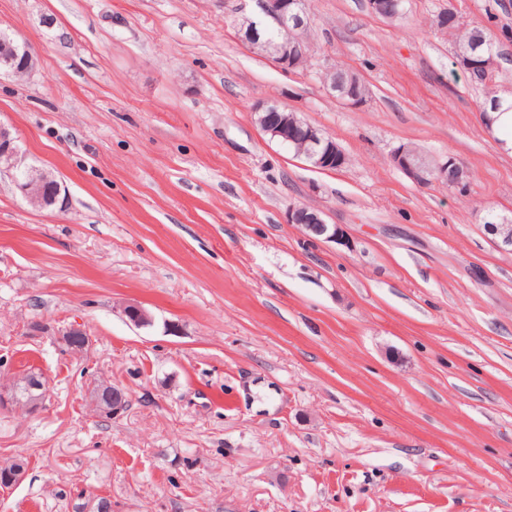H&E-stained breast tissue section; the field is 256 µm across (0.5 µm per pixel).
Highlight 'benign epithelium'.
<instances>
[{
  "instance_id": "7a95c632",
  "label": "benign epithelium",
  "mask_w": 512,
  "mask_h": 512,
  "mask_svg": "<svg viewBox=\"0 0 512 512\" xmlns=\"http://www.w3.org/2000/svg\"><path fill=\"white\" fill-rule=\"evenodd\" d=\"M266 18L265 27L268 29H288V22H293L295 29L306 27L307 20L302 6V0H257ZM271 53L280 66L291 70L302 59H309V53L302 47V40L296 34L269 44ZM0 58L9 65L12 61L22 59V65L14 66L11 75L17 78L27 76L34 68L33 55L26 43H21L9 37L0 30ZM277 111L283 117L277 123H270L264 118L258 122L263 131L269 133L283 145L293 141L290 127L298 125L301 120L297 113L288 111L286 107H278ZM300 149L313 167L320 169L332 152V147L325 144L323 134L315 128H309L307 139L301 143ZM392 164L401 170L415 185L423 187L435 181L448 182V174H453V183L461 188L468 182V171L451 156L443 158L437 166H431L427 160L408 145L397 147L391 154ZM0 163L15 171L14 184L17 191L33 206L48 208L56 205L65 197L62 185L53 177L46 174H36L37 168L25 165L19 158V150L11 132L0 125ZM288 223L301 225L308 237L335 243H349L344 229L339 224H328L322 215L305 206H294L288 210ZM58 336L66 350L73 355H81L90 346L85 331L79 324H71L58 331ZM48 394V383L44 375L31 379L24 376L14 378L9 387L0 385V406L34 414L43 408ZM90 404L102 418L117 417L128 406L126 393L118 386L106 380L97 381L90 394ZM25 467L20 460L10 464L0 465V476L3 482L0 489L5 491L21 480Z\"/></svg>"
}]
</instances>
